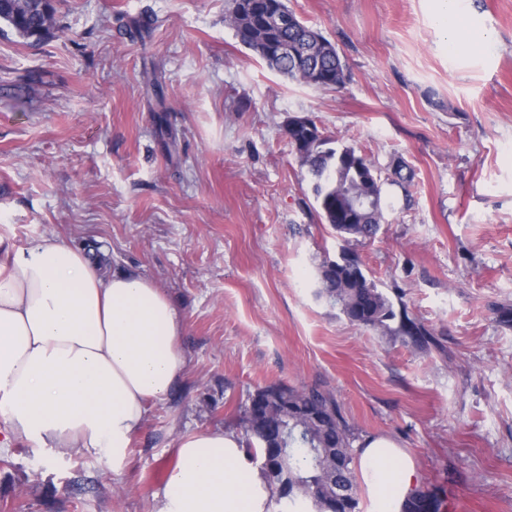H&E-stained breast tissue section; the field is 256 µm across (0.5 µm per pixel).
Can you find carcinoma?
<instances>
[{"label":"carcinoma","mask_w":512,"mask_h":512,"mask_svg":"<svg viewBox=\"0 0 512 512\" xmlns=\"http://www.w3.org/2000/svg\"><path fill=\"white\" fill-rule=\"evenodd\" d=\"M274 4L285 14H292L285 0H229L225 21L233 27L239 42L259 56L269 68L292 80L311 85L310 69L319 67L333 76L316 88L338 90L350 75L334 44L327 38L317 40L312 28L299 19L293 25L269 32L261 27L246 36L242 28L249 22V12H261ZM5 22L19 36L41 42L53 35L55 8L50 0H0V22ZM292 42L298 54L268 57L260 52L269 37ZM313 181V193L320 216L345 241L372 240L385 220L383 185L375 188L376 207L363 224H341L336 209L344 207L364 186L357 164L375 167L368 157H359L352 147L333 149L322 141L301 155ZM318 294L339 308L352 323L370 327L390 336H409L419 346L434 342V337L420 323L406 314H397L393 303L367 278L359 260L348 264L336 260L323 262L319 268ZM267 401L263 417L245 408L241 425L245 447L253 455L266 456L268 449L287 448L275 467L262 466L268 481L278 490L284 512H326L325 505L336 500L335 512H356L358 486L353 463V428L345 420L333 395L317 388H296L274 384L257 391ZM436 505L416 494L404 512H434Z\"/></svg>","instance_id":"obj_1"}]
</instances>
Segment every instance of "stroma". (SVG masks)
<instances>
[{"instance_id":"35a3bbf8","label":"stroma","mask_w":512,"mask_h":512,"mask_svg":"<svg viewBox=\"0 0 512 512\" xmlns=\"http://www.w3.org/2000/svg\"><path fill=\"white\" fill-rule=\"evenodd\" d=\"M350 73L319 90L270 70L227 0H57L53 37L0 33V237L98 246L185 317L179 388L149 405L121 476L30 443L0 455V512H153L179 439L240 431L251 395L330 391L356 443L393 439L439 512H512V0H287ZM148 17L138 35L134 19ZM306 116L370 157L385 221L363 244L323 224L285 134ZM414 174L392 183V165ZM357 255L436 346L350 323L318 267ZM457 2V0H436L437 16L444 22L448 46L456 52L462 53L469 49L470 42L464 35L459 22Z\"/></svg>"}]
</instances>
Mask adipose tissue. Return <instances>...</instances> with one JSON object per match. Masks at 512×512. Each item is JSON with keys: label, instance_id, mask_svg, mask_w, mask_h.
<instances>
[{"label": "adipose tissue", "instance_id": "obj_1", "mask_svg": "<svg viewBox=\"0 0 512 512\" xmlns=\"http://www.w3.org/2000/svg\"><path fill=\"white\" fill-rule=\"evenodd\" d=\"M183 330L169 295L140 271L104 273L60 237L24 251L0 240V448L77 449L121 474L149 403L187 365ZM176 453L154 512H270L274 491L235 432L187 435ZM358 468L371 512H402L418 484L411 456L370 438Z\"/></svg>", "mask_w": 512, "mask_h": 512}]
</instances>
